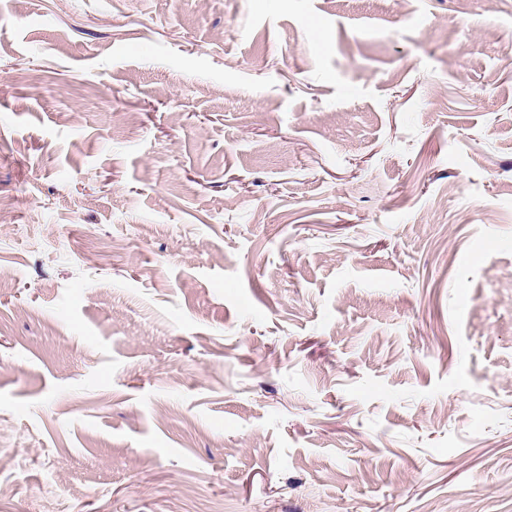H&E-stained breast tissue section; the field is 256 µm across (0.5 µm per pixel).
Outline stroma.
Wrapping results in <instances>:
<instances>
[{
	"mask_svg": "<svg viewBox=\"0 0 512 512\" xmlns=\"http://www.w3.org/2000/svg\"><path fill=\"white\" fill-rule=\"evenodd\" d=\"M0 512H512V0H0Z\"/></svg>",
	"mask_w": 512,
	"mask_h": 512,
	"instance_id": "stroma-1",
	"label": "stroma"
}]
</instances>
